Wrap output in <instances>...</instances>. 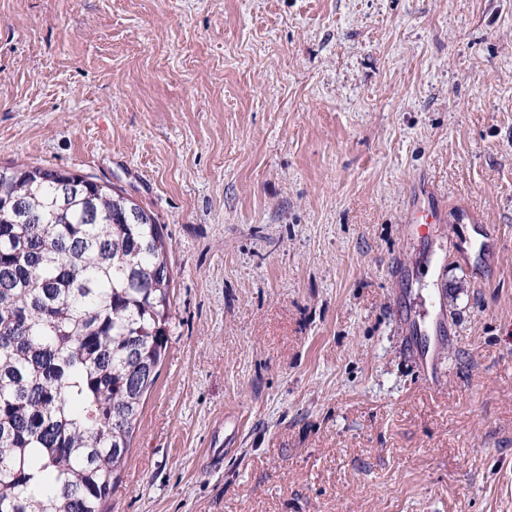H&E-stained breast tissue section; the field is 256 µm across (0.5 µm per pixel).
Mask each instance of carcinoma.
<instances>
[{
    "mask_svg": "<svg viewBox=\"0 0 512 512\" xmlns=\"http://www.w3.org/2000/svg\"><path fill=\"white\" fill-rule=\"evenodd\" d=\"M69 175L0 165V512H101L168 348L163 226Z\"/></svg>",
    "mask_w": 512,
    "mask_h": 512,
    "instance_id": "cac0c4a2",
    "label": "carcinoma"
}]
</instances>
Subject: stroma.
Instances as JSON below:
<instances>
[{
	"mask_svg": "<svg viewBox=\"0 0 512 512\" xmlns=\"http://www.w3.org/2000/svg\"><path fill=\"white\" fill-rule=\"evenodd\" d=\"M13 161L170 244L104 512H512V0H0ZM438 257L436 388L402 311ZM405 223L408 224L409 231L413 233L420 227L418 224H439V212L428 206H416L406 216Z\"/></svg>",
	"mask_w": 512,
	"mask_h": 512,
	"instance_id": "1",
	"label": "stroma"
}]
</instances>
